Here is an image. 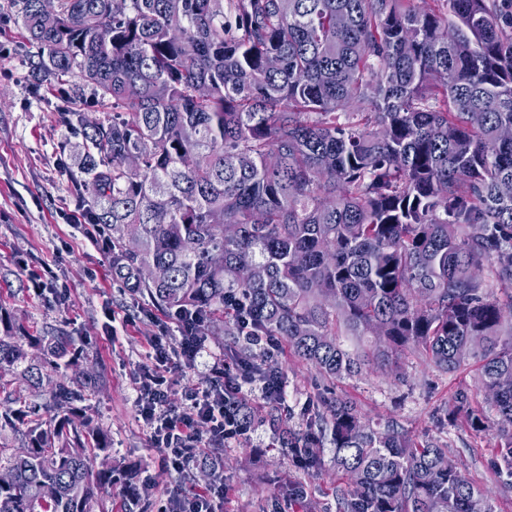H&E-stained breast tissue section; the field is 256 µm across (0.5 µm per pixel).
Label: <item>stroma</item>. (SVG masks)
<instances>
[{
	"label": "stroma",
	"instance_id": "stroma-1",
	"mask_svg": "<svg viewBox=\"0 0 512 512\" xmlns=\"http://www.w3.org/2000/svg\"><path fill=\"white\" fill-rule=\"evenodd\" d=\"M17 20V6L0 0V276L10 282L0 288V300L24 326L17 334L19 343L48 330L58 332L70 339L75 366L94 364L105 373L104 386L79 404L80 418L111 441L109 459L117 476L114 484L98 490L93 512H121L128 486L138 491L133 512H159L171 490L200 486L204 480L190 472L165 471L163 451L152 447L137 416L136 378L147 360L150 323L109 330V310H132L149 301L133 298L114 282L108 251L59 214L60 208L83 198L75 188L77 168L71 156L77 138L65 117L75 111L98 117L104 107L90 94L73 99L68 77L52 88L34 84L29 76L33 49L24 45ZM53 277L69 289L66 304L36 289L37 283L45 285ZM275 358L285 382L283 403L248 397L257 412L248 435L207 453L224 475V512H336L331 493L335 472L296 468L280 451L279 436L269 422L274 414L290 427L306 428L323 397L356 402L374 426L391 425L410 437L445 444L462 473L490 491L496 512H512V479L498 473L493 463L498 444L494 431L477 433L463 423H449L446 415L456 390L475 387V365L448 374L408 349L397 370L331 379L287 348H280ZM11 387L28 404L12 424L0 428V448L13 453L35 417L44 415L49 394L16 381ZM290 482L303 485L302 499L288 498L285 487Z\"/></svg>",
	"mask_w": 512,
	"mask_h": 512
}]
</instances>
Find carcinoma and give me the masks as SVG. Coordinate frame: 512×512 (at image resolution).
Returning a JSON list of instances; mask_svg holds the SVG:
<instances>
[{
    "label": "carcinoma",
    "instance_id": "1",
    "mask_svg": "<svg viewBox=\"0 0 512 512\" xmlns=\"http://www.w3.org/2000/svg\"><path fill=\"white\" fill-rule=\"evenodd\" d=\"M19 2L35 81L75 73V95L112 105L67 122L113 279L230 336H280L329 378L407 348L447 373L472 361L488 408L461 388L448 421L495 428L512 477V0H55L51 25ZM19 328L0 303V390L46 384L55 414L6 458L0 512H91L109 445L72 417L104 378L53 380L68 337H30L36 358ZM323 405L281 443L318 472L330 431L338 512H495L445 445Z\"/></svg>",
    "mask_w": 512,
    "mask_h": 512
}]
</instances>
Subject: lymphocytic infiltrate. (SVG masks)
Returning a JSON list of instances; mask_svg holds the SVG:
<instances>
[{"instance_id":"f902f5d3","label":"lymphocytic infiltrate","mask_w":512,"mask_h":512,"mask_svg":"<svg viewBox=\"0 0 512 512\" xmlns=\"http://www.w3.org/2000/svg\"><path fill=\"white\" fill-rule=\"evenodd\" d=\"M170 322L175 336L163 332L147 339L150 361L139 369L134 403L153 445L165 452V467L181 474L204 456L207 445L245 435L231 401L243 399L254 386L268 402L281 403L284 381L281 375L263 373L258 363L233 366L217 358L207 383L177 391L179 377L203 358L205 338L194 314L176 313ZM161 512H224V489L175 492Z\"/></svg>"}]
</instances>
